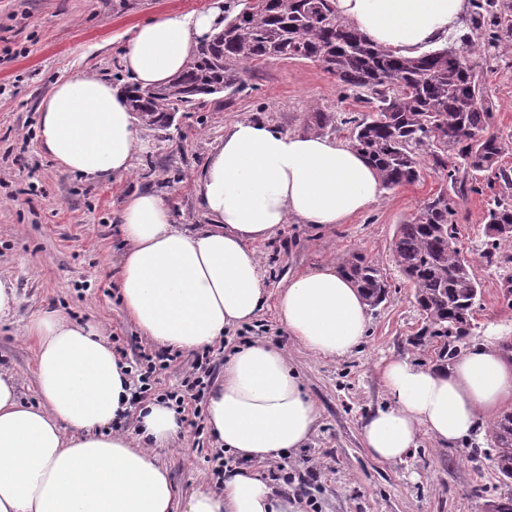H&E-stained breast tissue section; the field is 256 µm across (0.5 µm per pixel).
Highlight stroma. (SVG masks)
I'll use <instances>...</instances> for the list:
<instances>
[{
	"mask_svg": "<svg viewBox=\"0 0 512 512\" xmlns=\"http://www.w3.org/2000/svg\"><path fill=\"white\" fill-rule=\"evenodd\" d=\"M212 0H0V275L18 295L16 313L0 322V365L18 376L25 400L35 402V345L22 329L42 312L99 324L123 362L158 349L123 312L118 270L122 253L118 213L127 195L153 192L165 199L177 223L200 224L197 185L225 128L243 120L263 121L283 132H305L315 112L357 116L365 107L336 77L310 61L269 62L249 75L245 90L225 100L209 97L196 112L177 113L170 128L141 126L142 150L133 167L112 183L98 185L62 171L39 148L38 112L60 79L93 72L126 85L123 48L137 24L177 11L208 8ZM486 72L493 104L491 130L507 145L501 161L512 168V44ZM440 173L423 168L419 181L383 191L379 201L335 229L289 222L255 243L268 303L248 324L225 332L222 351L211 361L212 381L223 374L224 355L245 340L265 338L282 345L319 420L305 448L286 462L303 475L309 461L326 465L311 492L321 512H485L489 501L512 497L486 451L492 428L479 426L466 440L445 445L421 435L403 461L373 458L362 426L392 398L380 369L385 360L405 357L436 362L432 344L414 337L423 325L413 291L392 252L397 224L431 195L447 188ZM493 192L486 184L458 201L456 243L482 285L472 320L471 341L496 331L512 341V306L502 281L512 275V243L500 246L504 260L490 263L484 217ZM366 255L390 284L386 300L368 312L361 345L343 358L317 357L288 336L277 317V296L294 274L326 264L343 266L353 254ZM219 449L210 431L185 425L184 436L159 449L171 474L177 500L210 486V459Z\"/></svg>",
	"mask_w": 512,
	"mask_h": 512,
	"instance_id": "35a3bbf8",
	"label": "stroma"
}]
</instances>
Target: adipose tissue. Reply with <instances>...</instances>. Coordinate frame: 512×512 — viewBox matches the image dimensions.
Segmentation results:
<instances>
[{
	"label": "adipose tissue",
	"mask_w": 512,
	"mask_h": 512,
	"mask_svg": "<svg viewBox=\"0 0 512 512\" xmlns=\"http://www.w3.org/2000/svg\"><path fill=\"white\" fill-rule=\"evenodd\" d=\"M336 13L369 41L415 57L462 27L470 0H334ZM224 26V0L201 13L170 12L139 23L123 51L133 82L164 83L196 44ZM42 152L84 181L110 183L142 150L123 88L86 73L56 83L38 115ZM376 170L352 145L313 133L280 132L243 120L224 131L198 188L207 225L176 224L163 198L126 197L118 277L125 314L164 350L212 346L266 306L253 242L296 221L333 229L380 198ZM281 324L310 353L343 357L361 343L367 306L329 265L293 275L277 301ZM36 343V404L16 373L0 367V512H173L175 489L156 451L182 432L175 411L149 402L136 436L113 430L130 409L131 381L97 326L45 312L25 326ZM394 404L362 429L381 461L403 459L420 433L452 444L512 404V356L488 336L451 364L385 362ZM205 420L239 464L223 489H198L184 512H299L252 466L305 447L318 420L287 352L257 340L235 347L212 390Z\"/></svg>",
	"instance_id": "obj_1"
}]
</instances>
